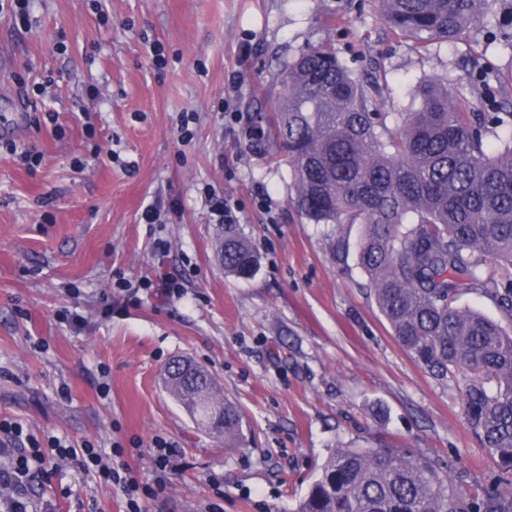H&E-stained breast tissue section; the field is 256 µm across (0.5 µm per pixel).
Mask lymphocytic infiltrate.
<instances>
[{
  "instance_id": "obj_1",
  "label": "lymphocytic infiltrate",
  "mask_w": 512,
  "mask_h": 512,
  "mask_svg": "<svg viewBox=\"0 0 512 512\" xmlns=\"http://www.w3.org/2000/svg\"><path fill=\"white\" fill-rule=\"evenodd\" d=\"M64 462L120 490L127 512H147L140 485L126 464L112 465L105 451L92 442L77 447L54 435L39 437L9 418H0V512H52L46 506L36 507L29 496V479L35 470L52 476Z\"/></svg>"
}]
</instances>
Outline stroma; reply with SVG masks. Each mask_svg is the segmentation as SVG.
<instances>
[{
	"mask_svg": "<svg viewBox=\"0 0 512 512\" xmlns=\"http://www.w3.org/2000/svg\"><path fill=\"white\" fill-rule=\"evenodd\" d=\"M510 10L497 0L477 39L426 47L392 32L377 0H30V26L0 16L12 60L0 70V416L122 449L143 487L156 484L150 445L163 438L174 469L148 512H296L331 448L377 434L483 478L490 461L460 390L416 364L368 289L361 225L303 219L287 158L246 133L314 46L383 71L385 111L416 109L412 91L430 78L486 111L475 77L512 75L495 38ZM48 79L49 98L34 95ZM214 197L240 210L258 257L249 279L224 272ZM149 207L157 223L143 220ZM176 356L215 376L242 441L199 431L167 393ZM31 495L56 512H126L120 492L71 463Z\"/></svg>",
	"mask_w": 512,
	"mask_h": 512,
	"instance_id": "1",
	"label": "stroma"
}]
</instances>
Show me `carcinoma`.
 <instances>
[{"label":"carcinoma","mask_w":512,"mask_h":512,"mask_svg":"<svg viewBox=\"0 0 512 512\" xmlns=\"http://www.w3.org/2000/svg\"><path fill=\"white\" fill-rule=\"evenodd\" d=\"M495 0H379L398 35L455 42L480 27ZM382 76L368 79L312 48L288 63L283 92L256 127L288 157L295 210L313 224H361L357 262L404 349L434 379L461 390L466 422L496 471L465 491L456 462L382 439L338 446L297 512H512V112H476L446 85L423 82L413 112H384ZM224 270L257 265L237 225H224ZM469 292L498 320L461 307ZM509 325H504L503 320ZM195 414L221 394L209 372L168 377ZM242 432L224 400V443Z\"/></svg>","instance_id":"obj_1"}]
</instances>
